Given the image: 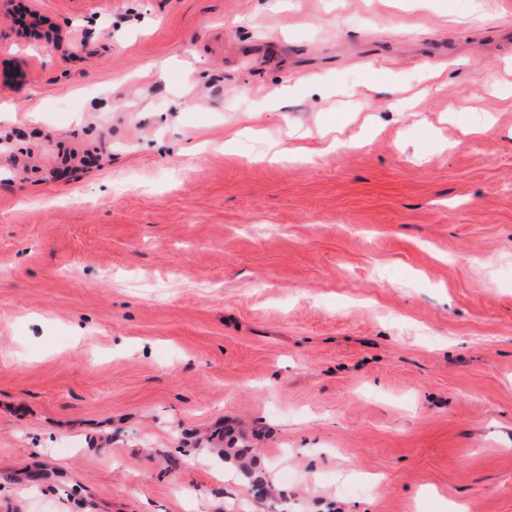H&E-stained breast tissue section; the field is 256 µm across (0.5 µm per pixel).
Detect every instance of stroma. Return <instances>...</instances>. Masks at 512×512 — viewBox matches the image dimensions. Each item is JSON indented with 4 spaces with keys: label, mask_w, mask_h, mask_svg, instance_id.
<instances>
[{
    "label": "stroma",
    "mask_w": 512,
    "mask_h": 512,
    "mask_svg": "<svg viewBox=\"0 0 512 512\" xmlns=\"http://www.w3.org/2000/svg\"><path fill=\"white\" fill-rule=\"evenodd\" d=\"M460 504L512 512V0H0V512Z\"/></svg>",
    "instance_id": "obj_1"
}]
</instances>
